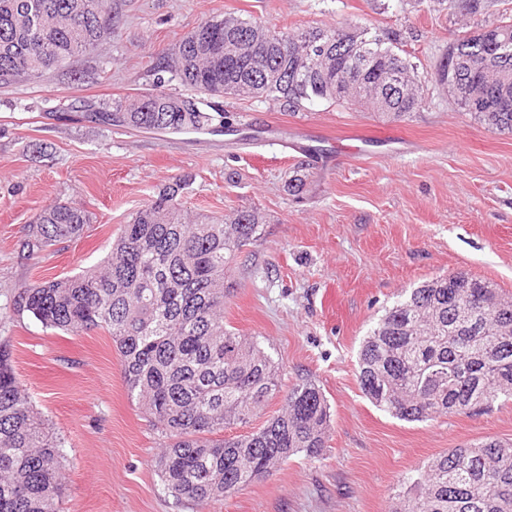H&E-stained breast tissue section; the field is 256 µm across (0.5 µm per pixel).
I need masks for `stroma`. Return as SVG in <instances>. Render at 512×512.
Wrapping results in <instances>:
<instances>
[{"label": "stroma", "instance_id": "stroma-1", "mask_svg": "<svg viewBox=\"0 0 512 512\" xmlns=\"http://www.w3.org/2000/svg\"><path fill=\"white\" fill-rule=\"evenodd\" d=\"M108 0L112 38L34 82L0 86V308L21 285L98 265L130 213L176 180L184 206L253 208L264 222L224 280V324L256 339L282 387L310 378L331 412L323 459L296 456L275 475L202 506L176 505L155 461L162 440L126 392L111 336H71L31 314L0 318L31 404L67 457L59 512H388L400 480L448 449L512 439V400L490 411L398 420L356 377L363 337L410 288L465 271L512 295V134L461 111L435 67L463 31L512 17L435 11L430 0ZM237 12L271 27L357 22L396 30L427 88L393 119L326 102L282 112L221 98L233 134H155L76 119L83 103L151 91L153 57L200 22ZM315 176L288 193L295 167ZM75 201L93 221L32 257L18 244L32 217Z\"/></svg>", "mask_w": 512, "mask_h": 512}]
</instances>
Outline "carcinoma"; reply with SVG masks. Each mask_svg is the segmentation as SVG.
Masks as SVG:
<instances>
[{
  "instance_id": "1",
  "label": "carcinoma",
  "mask_w": 512,
  "mask_h": 512,
  "mask_svg": "<svg viewBox=\"0 0 512 512\" xmlns=\"http://www.w3.org/2000/svg\"><path fill=\"white\" fill-rule=\"evenodd\" d=\"M469 14L486 0H432ZM112 38L107 0H0V84L35 81ZM260 39V70L235 46ZM152 91L129 102L87 104L82 118L102 127L165 133L220 132L226 114L204 98H261L282 112L307 105H357L402 118L423 97L403 95L415 65L397 36L351 22L273 28L240 14L205 20L152 63ZM277 74L270 82L265 72ZM436 80L451 81L455 103L482 124L512 133V20L470 31L448 48ZM173 81L186 88L171 93ZM303 166L287 189L303 193ZM178 180L120 225L103 262L19 289L13 309L71 336L104 330L119 353L124 385L165 440L156 474L181 504L203 505L271 475L293 456L325 454L330 406L309 379L281 392L279 367L259 343L224 327V279L256 238L252 209L190 217ZM91 216L74 201L41 210L20 252L31 257L79 237ZM357 380L375 406L407 422L478 415L512 399V296L464 271L423 282L385 310L364 337ZM283 394L278 414L247 426ZM67 460L31 405L8 349L0 345V512H58ZM389 512H512V442L454 448L402 477ZM281 408V393L277 395V397L270 400L267 405L265 406L264 410L253 419L251 422V425L248 427H237L232 429H224V436L225 435H232V434H240L246 431H255L258 428H260L262 425H264L265 421L270 419L271 417L275 416L279 409Z\"/></svg>"
}]
</instances>
